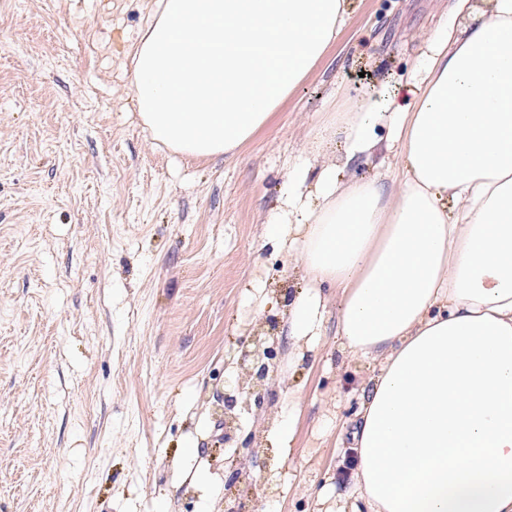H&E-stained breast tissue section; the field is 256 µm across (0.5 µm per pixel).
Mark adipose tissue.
<instances>
[{"instance_id":"obj_1","label":"adipose tissue","mask_w":512,"mask_h":512,"mask_svg":"<svg viewBox=\"0 0 512 512\" xmlns=\"http://www.w3.org/2000/svg\"><path fill=\"white\" fill-rule=\"evenodd\" d=\"M456 0L398 91L349 98L306 141L344 164L403 159L397 190L300 164L268 236L300 271L288 336L340 298L348 352L377 363L351 448L367 512H512V0ZM349 0H155L132 54L154 139L234 155L335 44Z\"/></svg>"}]
</instances>
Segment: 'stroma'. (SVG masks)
Masks as SVG:
<instances>
[{"label": "stroma", "instance_id": "35a3bbf8", "mask_svg": "<svg viewBox=\"0 0 512 512\" xmlns=\"http://www.w3.org/2000/svg\"><path fill=\"white\" fill-rule=\"evenodd\" d=\"M453 4L350 0L269 124L194 160L131 98L155 0H0V512H351L336 441L375 365L342 349L333 303L289 360L298 270L265 221L322 114L395 87ZM260 326L280 353L255 406L239 362Z\"/></svg>", "mask_w": 512, "mask_h": 512}]
</instances>
